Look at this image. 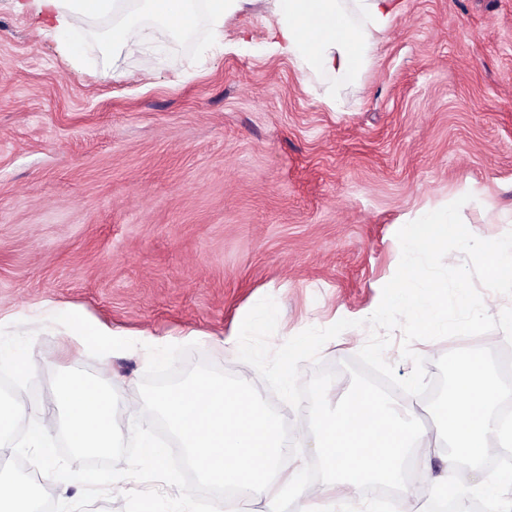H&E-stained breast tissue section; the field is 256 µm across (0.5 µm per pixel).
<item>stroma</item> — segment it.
Instances as JSON below:
<instances>
[{
  "instance_id": "35a3bbf8",
  "label": "stroma",
  "mask_w": 512,
  "mask_h": 512,
  "mask_svg": "<svg viewBox=\"0 0 512 512\" xmlns=\"http://www.w3.org/2000/svg\"><path fill=\"white\" fill-rule=\"evenodd\" d=\"M274 23L270 0H243L221 31L201 14L183 36L155 29L137 57L82 31L73 62L37 0H0V348L37 365L0 380L46 403L64 374L96 379V349L56 361L72 317L163 339L153 360H111L138 425L167 449L154 478L138 439L117 433L132 469L121 512L145 498L157 512H214L218 492L153 398L200 376L239 385L229 335L259 300L279 310L274 349L353 320L318 362L347 386L402 226L462 197L475 236L512 230V0H405L395 35L341 86L268 52ZM38 310L46 321L25 324ZM249 385L284 416L303 482L322 480L307 412L259 374ZM111 471L65 441L52 468L37 448L0 464L49 512H108Z\"/></svg>"
}]
</instances>
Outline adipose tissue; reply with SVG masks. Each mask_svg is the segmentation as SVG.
<instances>
[{"label":"adipose tissue","mask_w":512,"mask_h":512,"mask_svg":"<svg viewBox=\"0 0 512 512\" xmlns=\"http://www.w3.org/2000/svg\"><path fill=\"white\" fill-rule=\"evenodd\" d=\"M240 0H40L55 13L57 35L91 28L111 19L103 37L114 53L142 55L153 26L171 34L189 30L205 14L213 30ZM403 0H272L276 24L271 48L303 64L345 81L362 69L371 47L395 31ZM107 350L127 348L151 357L158 338L127 334L103 323L67 327L65 353L79 354L90 344ZM512 398L479 356H464L454 365V380L438 409L439 428L430 431L416 417L415 399L394 400L371 388L346 389L340 383L323 387L317 402L307 405L317 424L314 448L327 468L322 481L300 480L301 461L291 445L281 416L270 413L252 389L228 390L223 380L204 377L191 385L159 394L157 406L169 429L179 438L188 464L200 481L224 494L221 512H357L372 484L402 486L399 512H434L433 492L452 483L459 465L487 495L512 482V474L486 477L481 465L512 446V425L498 406ZM135 404L112 387L110 364L98 379L67 378L55 388L50 405L36 404L26 393L14 392L0 403V434L25 429L27 448H49L58 433L71 447L112 459L111 490L124 489L129 463L112 453L119 415H132ZM447 437L451 452L442 482L434 488L417 481ZM417 478L406 481V470Z\"/></svg>","instance_id":"1"}]
</instances>
